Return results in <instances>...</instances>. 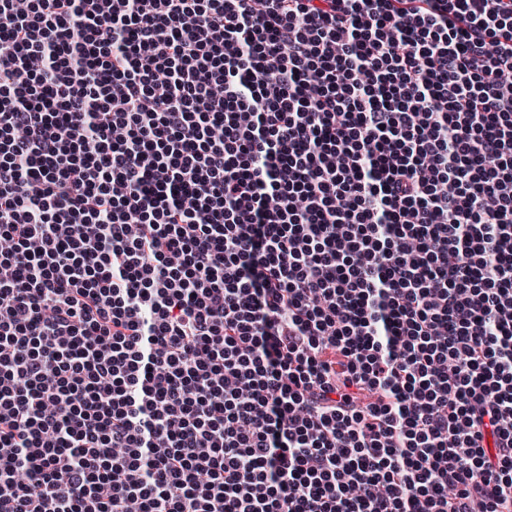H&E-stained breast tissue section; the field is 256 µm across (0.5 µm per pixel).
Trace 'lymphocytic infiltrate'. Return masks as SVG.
<instances>
[{
	"label": "lymphocytic infiltrate",
	"instance_id": "lymphocytic-infiltrate-1",
	"mask_svg": "<svg viewBox=\"0 0 512 512\" xmlns=\"http://www.w3.org/2000/svg\"><path fill=\"white\" fill-rule=\"evenodd\" d=\"M0 235V512H512V0H0Z\"/></svg>",
	"mask_w": 512,
	"mask_h": 512
}]
</instances>
